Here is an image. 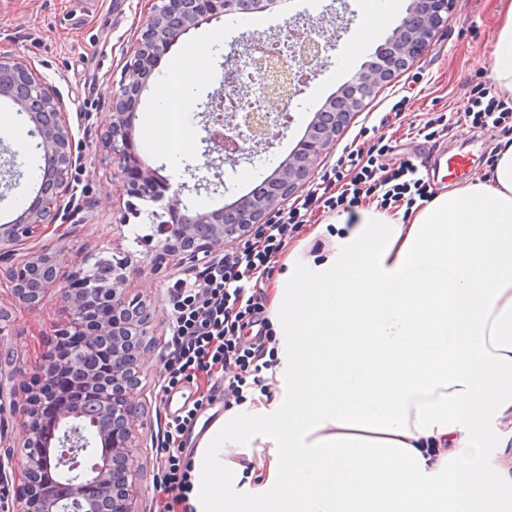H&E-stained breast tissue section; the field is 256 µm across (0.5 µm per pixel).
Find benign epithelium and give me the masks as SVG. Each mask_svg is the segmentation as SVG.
Here are the masks:
<instances>
[{
	"instance_id": "1",
	"label": "benign epithelium",
	"mask_w": 512,
	"mask_h": 512,
	"mask_svg": "<svg viewBox=\"0 0 512 512\" xmlns=\"http://www.w3.org/2000/svg\"><path fill=\"white\" fill-rule=\"evenodd\" d=\"M278 0H160L140 30V37L127 65L129 79L119 89L110 91L112 119L104 133L116 174L127 177L130 168L140 171V178L128 181L131 196L153 203L167 200L162 218L156 225L162 237L165 256L179 263L195 265L201 252H217L224 246L267 221L280 200L310 182L316 163L336 142L354 111L365 104L379 88L390 83L397 72L417 61L430 46L435 31L446 22L452 0H411L406 15L411 18L394 29L374 61L366 62L351 82L349 96L342 111L331 116L322 113L309 128L298 149L288 156L268 183L262 196H246L230 206L232 220H224V208L192 212L181 199L180 184L169 198L159 192L157 170L150 168L138 153L132 138L135 106L146 79L158 60L167 54L179 38L202 23L229 13H245L254 8L270 10ZM288 38L300 44V55L284 71L273 53L252 40L243 50H233L224 65V89L238 95L244 86L236 69L238 58L251 57L256 70L268 80L269 97L286 103L298 95L308 81L318 75L332 48L329 40L302 36L288 29ZM0 97L10 99L18 112L28 116L34 129L30 135L40 138L37 147L45 158L42 185L33 203L15 219L0 224V264L12 260L16 247L32 238L45 226L66 223L72 209L63 205L70 193L69 171L78 161L75 138L66 118L63 99L25 61L0 56ZM270 114L229 111L210 113L207 124V156L203 167L216 168L213 153L243 151L241 143L271 144ZM70 259L64 237L50 252L31 256L10 266L8 281L15 298L29 308L39 307L48 293L63 303L66 321L54 330L57 341H68L60 365L79 375L83 388L98 403L99 412L92 417L71 406L68 392L57 388L56 413L51 424L39 414L46 399L38 393L41 383L54 385L57 378L51 363L57 355L52 347L44 355V364L35 384L27 390L26 403L18 411L6 403V387L0 377V424L4 414L14 418L17 437L24 457L22 489L10 495L6 469L13 457L0 456V512H139L145 490L138 480L139 444L133 426L144 417L145 407L138 399L139 373L143 357V337L151 317L147 304L129 297L124 285L129 260H118L107 268L84 255L73 270L62 278L59 268ZM112 337L111 381L104 384L81 369L80 356L95 349L104 337Z\"/></svg>"
}]
</instances>
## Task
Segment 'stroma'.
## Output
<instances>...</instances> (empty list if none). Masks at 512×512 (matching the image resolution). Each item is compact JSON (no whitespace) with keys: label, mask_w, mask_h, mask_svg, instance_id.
<instances>
[{"label":"stroma","mask_w":512,"mask_h":512,"mask_svg":"<svg viewBox=\"0 0 512 512\" xmlns=\"http://www.w3.org/2000/svg\"><path fill=\"white\" fill-rule=\"evenodd\" d=\"M359 7V0H281L273 10L262 13V25L241 24L239 14L234 13L191 30L188 38L203 46L206 63L190 82L192 102L186 121L194 140L178 163L166 162L159 148V134L147 123L149 114L158 112L159 105L146 89L138 102L132 131L141 156L160 168L171 184L191 182L190 168L203 162L208 121L205 104L223 87L224 63L233 45L257 37L274 38L287 19L302 12L309 26L334 44L326 68L292 99L291 120L272 147H253L238 161L221 164L220 176L213 179L209 189L184 191L182 199L191 209L210 211L253 190L276 172L316 112L353 79L362 63L375 56L377 49L373 46L354 59L344 53ZM150 11L149 0H0V55L25 60L57 89L82 156L72 171L71 183L77 199L84 202L83 208L63 229L43 228L19 246L17 259L52 247L62 234L77 258L89 253L106 264L131 255L148 265H158L157 270L148 268L129 276L126 282L129 295L152 308L138 389L148 406L149 418L135 427L139 442L145 445L139 463L147 492L138 503L139 512H159L166 501L156 486L163 461L153 442L162 438L170 418L160 398L165 343L171 336L169 288L175 281L194 278L200 272L199 267L172 259L158 260V238L148 217L155 205L129 195L124 179L113 175L97 135L98 129L110 122L109 91L124 80L138 33ZM497 26L495 0H453L447 20L435 32L429 49L415 65L367 99L362 111L352 115L333 147L319 159L317 174L329 172L345 149L366 148L380 140L389 146L379 158L387 170L396 169L405 159L415 163L426 160L419 175L429 182L432 193L457 185V178L444 173L447 159L457 153L474 157L466 179L488 177L500 135L476 126L460 106L465 94L479 92L482 82L492 79L487 62ZM428 121L435 127H446V134L437 140L419 135V128ZM12 159L22 177L16 183L0 180V224L11 221L28 206L43 164L41 150L0 137V170L6 169ZM0 314L6 320L0 347L10 351L20 369L13 380L14 402L20 407L25 403L26 387L55 340L53 330L64 322L66 313L52 296L39 308H28L12 295L7 279L1 278ZM187 397L204 399L205 409L197 425L205 428L224 413L235 394L222 374L214 373L191 377L173 392L174 404H182Z\"/></svg>","instance_id":"35a3bbf8"}]
</instances>
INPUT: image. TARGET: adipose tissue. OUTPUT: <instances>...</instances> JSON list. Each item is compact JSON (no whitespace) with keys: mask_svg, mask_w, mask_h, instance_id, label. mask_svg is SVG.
Returning a JSON list of instances; mask_svg holds the SVG:
<instances>
[{"mask_svg":"<svg viewBox=\"0 0 512 512\" xmlns=\"http://www.w3.org/2000/svg\"><path fill=\"white\" fill-rule=\"evenodd\" d=\"M489 62L512 94V0ZM398 0H361L360 55ZM186 43L155 82L171 162L191 141ZM266 390L205 429L188 512H512V142L424 207L317 225L272 284Z\"/></svg>","mask_w":512,"mask_h":512,"instance_id":"ef3b65f1","label":"adipose tissue"}]
</instances>
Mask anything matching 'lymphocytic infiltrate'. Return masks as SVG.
<instances>
[{
	"mask_svg": "<svg viewBox=\"0 0 512 512\" xmlns=\"http://www.w3.org/2000/svg\"><path fill=\"white\" fill-rule=\"evenodd\" d=\"M462 110L482 128L512 132V99L493 96L485 100L472 96L464 102ZM377 160L370 150L349 151L346 166L338 165L333 170L343 189L338 196L324 197V206L351 209L370 194L392 204L409 193L422 200L429 198V185L419 177L414 163L402 162L390 174ZM313 201V196H306L301 205L255 228L242 246L226 253L218 262L205 263L201 279L179 280L172 285V329L165 353L167 375L162 392L171 391L191 375L208 373L217 367L228 373L235 394H242L249 384L263 388L262 372L272 368L274 362L266 358L263 344L244 342L243 330L247 319L260 315L263 303L259 285L271 276L277 255L298 232L300 216ZM195 416L192 408L174 416L161 442L164 474L160 488L178 500L184 499L189 479L175 442L178 435L192 426Z\"/></svg>",
	"mask_w": 512,
	"mask_h": 512,
	"instance_id": "f902f5d3",
	"label": "lymphocytic infiltrate"
}]
</instances>
